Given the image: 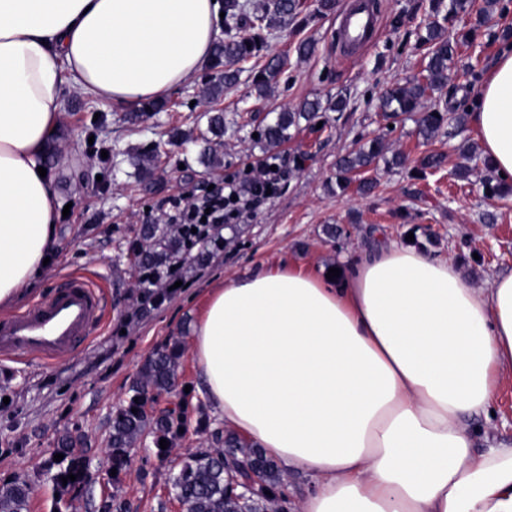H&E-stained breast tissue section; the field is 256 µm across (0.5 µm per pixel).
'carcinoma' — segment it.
<instances>
[{
  "label": "carcinoma",
  "instance_id": "obj_1",
  "mask_svg": "<svg viewBox=\"0 0 512 512\" xmlns=\"http://www.w3.org/2000/svg\"><path fill=\"white\" fill-rule=\"evenodd\" d=\"M303 0H263L255 5L250 0H224V39L215 43L210 59L213 70L206 88L208 99L216 100L226 89L235 86L243 64L256 61L251 68L252 85L258 97L268 95L275 79L282 73L285 60L278 56L265 58L263 51L269 47V36L282 21L298 18L303 12ZM472 0H433L432 14L419 34V46L426 49L428 61L421 76L405 82H395L379 96V109L387 119L401 122L410 115H417L418 134L429 141L441 134L445 112L441 107L442 92L450 80V64L456 52V43L444 33L443 22L466 15L472 11ZM322 111L320 101L304 104L297 112L283 110L254 129L257 140L268 149L280 147L291 140L299 130L301 121L309 122ZM226 133L224 113L215 110L207 114V128L188 138L202 144L201 156L210 169L221 165L218 147L224 144ZM167 142L158 139L151 146L137 153L134 166L137 171L148 173L164 153ZM386 138L383 134L371 138L359 137L354 148L336 162V186L346 192L351 183L350 174L366 170L385 157ZM482 186L488 196H502L506 189L493 177L491 166L485 167ZM136 272L146 269L157 271L149 282L138 277L134 292L139 305H155L167 296V284L159 271L182 260L173 227L168 224H143L137 241L130 249ZM182 342L178 339L152 351L142 363L136 378L127 391L124 403L112 412L109 468L121 474L130 465L135 450L144 448L159 464L170 458L171 448L186 436L189 428L195 433L210 430L212 420L203 406L192 405L191 394L176 390ZM178 392V401L172 407L156 408L164 394ZM137 412H132V409ZM166 439L168 448H160V439ZM215 445L191 453L170 473L171 491L185 500L191 512H264L267 504H277L284 480L283 469L256 447L232 431L214 433ZM79 437L63 432L57 441L56 453L64 458L54 460L44 467L46 478L65 492L81 494L85 479V462L74 454ZM261 468L267 485L255 488L251 496L234 495L231 485L246 478L245 466ZM73 474L76 480L62 482ZM30 482L26 475L16 474L0 480V512H28Z\"/></svg>",
  "mask_w": 512,
  "mask_h": 512
}]
</instances>
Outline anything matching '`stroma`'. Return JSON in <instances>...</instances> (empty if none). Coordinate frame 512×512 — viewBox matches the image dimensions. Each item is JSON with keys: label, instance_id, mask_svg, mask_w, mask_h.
I'll return each instance as SVG.
<instances>
[{"label": "stroma", "instance_id": "35a3bbf8", "mask_svg": "<svg viewBox=\"0 0 512 512\" xmlns=\"http://www.w3.org/2000/svg\"><path fill=\"white\" fill-rule=\"evenodd\" d=\"M382 22L369 44L343 51L338 47L336 12L319 13L317 0H306V24L289 23L281 38L272 40L270 54L288 61L271 96L257 100L248 76L208 101L202 90L207 72H199L164 99L159 114L143 105H101L71 92L60 118L57 138L71 144L67 158L49 153L46 167L60 205L70 208L57 221V243L47 269L26 287L14 310L48 298L60 288L66 273L92 279L102 300L101 320L92 339L78 344L65 363L50 366L26 361H0V479L28 475L33 492L28 512H49L57 491L42 474L52 459L58 436L66 431L81 436L86 461L82 493L69 499L68 512H102L103 500L122 503L124 512H176L178 504L168 483L173 465L187 454L208 448L205 434L188 433L168 465L137 454L119 481L108 476V448L113 408L123 403L142 362L156 347L180 339L190 346L207 291L214 284L247 276L274 262L292 260L310 269L346 267L379 247L413 240L433 255L453 261L472 286L483 287L497 275L512 274V196H486L483 168L458 179L462 148L478 144L473 124L454 136L440 134L423 142L414 121L389 134L391 151L408 156L407 168L378 162L372 176L375 191L362 196L355 190L335 194L336 162L361 135L380 132L376 105L383 89L394 81L418 74L424 54L417 33L430 12L431 0H379ZM400 26H392L393 17ZM464 21L447 24L457 39L452 63L454 83L475 67L487 74L501 43L494 35L512 27V4L485 17L474 39H463ZM307 40L312 55L298 59L295 46ZM320 100L325 108L318 122L303 124L277 154L283 174L276 196L259 204L252 218L238 224L223 251L202 262L187 264L182 288L147 312H136L130 284L135 271L128 247L142 224L160 223L173 203L201 196L209 186L247 172L265 151L253 138L224 142L221 168L206 169L198 161V146H171L153 174L138 177L129 162L115 154L134 152L156 133L172 128L191 133L206 128L204 113L223 110L228 118L246 121L267 113L295 109L305 100ZM348 103L332 110L336 100ZM429 153L443 155L440 170L420 169ZM491 213L495 223H484ZM335 236H328V227ZM492 415L466 419L476 450L512 444V373L506 374L492 404Z\"/></svg>", "mask_w": 512, "mask_h": 512}]
</instances>
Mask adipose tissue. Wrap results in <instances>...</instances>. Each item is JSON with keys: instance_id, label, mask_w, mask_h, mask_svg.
Returning a JSON list of instances; mask_svg holds the SVG:
<instances>
[{"instance_id": "ef3b65f1", "label": "adipose tissue", "mask_w": 512, "mask_h": 512, "mask_svg": "<svg viewBox=\"0 0 512 512\" xmlns=\"http://www.w3.org/2000/svg\"><path fill=\"white\" fill-rule=\"evenodd\" d=\"M221 0H0V305L41 274L56 202L40 176L67 90L167 95L208 62ZM472 122L512 181V46ZM191 353L226 428L311 489L300 512H512V448L464 420L512 372V274L476 288L413 245L363 255L342 287L297 264L209 290Z\"/></svg>"}]
</instances>
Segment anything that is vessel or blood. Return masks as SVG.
<instances>
[{
    "instance_id": "vessel-or-blood-1",
    "label": "vessel or blood",
    "mask_w": 512,
    "mask_h": 512,
    "mask_svg": "<svg viewBox=\"0 0 512 512\" xmlns=\"http://www.w3.org/2000/svg\"><path fill=\"white\" fill-rule=\"evenodd\" d=\"M363 3L351 0L341 18L342 31L357 47L371 38L378 24ZM100 316L95 286L85 277L70 276L51 297L24 311L0 315V360L27 357L44 364L64 363L76 342L90 336Z\"/></svg>"
}]
</instances>
